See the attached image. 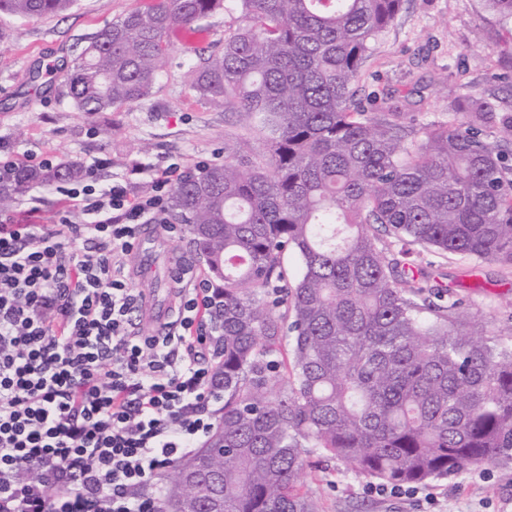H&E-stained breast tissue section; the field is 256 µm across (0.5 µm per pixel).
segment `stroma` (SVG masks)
<instances>
[{
  "mask_svg": "<svg viewBox=\"0 0 512 512\" xmlns=\"http://www.w3.org/2000/svg\"><path fill=\"white\" fill-rule=\"evenodd\" d=\"M149 0H76L71 10L40 19L0 13V155L33 156L59 164L75 161L95 169L98 188L128 182L133 193L151 189L152 168L182 170L224 158L225 145L243 142L253 156L263 143L239 114L199 97L185 70L171 66L144 105H124L87 116L64 94V80L88 37ZM205 36L182 44L176 32L166 42L171 56L212 54L224 37V18L197 25ZM495 90L501 112L512 114V22L485 0H405L394 25L367 61L358 97L370 105L375 93L390 92L415 125L460 121L454 103L465 95ZM66 198L52 186L34 185L10 212L24 224H52ZM157 240L149 265L125 260L137 288L150 296L172 294L177 265L204 266L183 230L154 227ZM406 261L431 285L448 288L486 323L491 334L512 335V268L475 263L424 251ZM301 488L318 512H512V459L502 457L460 475L425 485L422 495L374 494L370 479L315 453L305 456Z\"/></svg>",
  "mask_w": 512,
  "mask_h": 512,
  "instance_id": "stroma-1",
  "label": "stroma"
}]
</instances>
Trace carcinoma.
Instances as JSON below:
<instances>
[{"label": "carcinoma", "instance_id": "cac0c4a2", "mask_svg": "<svg viewBox=\"0 0 512 512\" xmlns=\"http://www.w3.org/2000/svg\"><path fill=\"white\" fill-rule=\"evenodd\" d=\"M76 0H0L51 17ZM405 0H152L96 31L67 96L84 114L141 105L169 58L166 34L228 15L220 52L181 58L210 105L261 118L263 155L235 149L171 190L173 220L224 287L214 371L224 406L194 469L200 512L223 471L222 512H315L299 474L313 448L383 486L417 487L512 453V342L444 303L401 266L420 247L512 267V116L494 91L463 120L416 127L402 107L355 104V85ZM77 162L18 168L0 210ZM400 245L390 250L380 233ZM302 272L285 281L283 256ZM291 367L280 370L284 335Z\"/></svg>", "mask_w": 512, "mask_h": 512}]
</instances>
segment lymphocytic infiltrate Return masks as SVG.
Segmentation results:
<instances>
[{
	"label": "lymphocytic infiltrate",
	"mask_w": 512,
	"mask_h": 512,
	"mask_svg": "<svg viewBox=\"0 0 512 512\" xmlns=\"http://www.w3.org/2000/svg\"><path fill=\"white\" fill-rule=\"evenodd\" d=\"M180 177L155 171L142 196L68 189L49 228L0 213V512H156L157 474L213 431L222 288L178 268L171 326L147 332L120 263Z\"/></svg>",
	"instance_id": "lymphocytic-infiltrate-1"
}]
</instances>
